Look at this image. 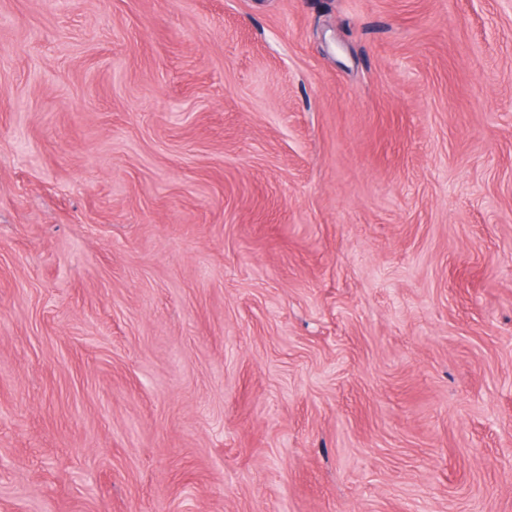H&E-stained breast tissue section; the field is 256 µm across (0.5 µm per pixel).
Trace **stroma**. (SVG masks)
Instances as JSON below:
<instances>
[{
	"mask_svg": "<svg viewBox=\"0 0 512 512\" xmlns=\"http://www.w3.org/2000/svg\"><path fill=\"white\" fill-rule=\"evenodd\" d=\"M512 512V0H0V512Z\"/></svg>",
	"mask_w": 512,
	"mask_h": 512,
	"instance_id": "obj_1",
	"label": "stroma"
}]
</instances>
